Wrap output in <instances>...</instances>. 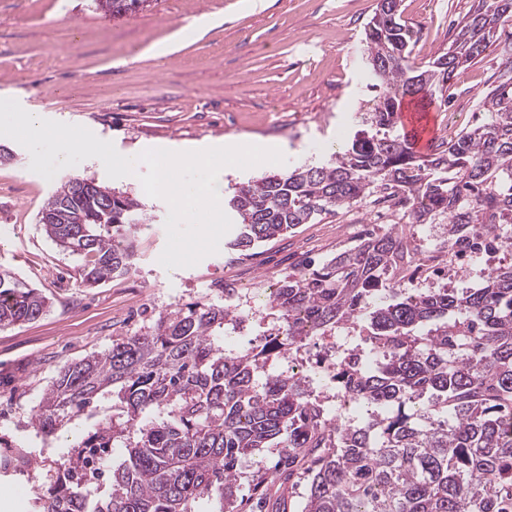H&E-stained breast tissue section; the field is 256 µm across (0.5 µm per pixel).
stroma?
<instances>
[{"label":"stroma","mask_w":512,"mask_h":512,"mask_svg":"<svg viewBox=\"0 0 512 512\" xmlns=\"http://www.w3.org/2000/svg\"><path fill=\"white\" fill-rule=\"evenodd\" d=\"M239 0H153L121 18L96 10L92 0H0V98L17 95L34 110L91 130L115 149H160L235 137L286 144L281 164L224 170V196L262 176L326 162L343 151L360 117L375 104L366 64L365 24L378 0H265L250 12ZM473 0H402V22L411 31V61L423 67L448 49L449 32ZM212 14L220 25L188 37L194 18ZM180 39L176 53L158 59L150 48ZM494 45L464 71L444 105L432 107L436 131L448 116L467 112L468 125L483 116L479 95L496 84L502 57ZM0 273L8 272L48 299L30 323L0 327V443L34 444L29 426L37 406L65 365L107 350L113 341L152 331L170 312L216 302L215 284L238 278L232 306L251 314L235 346L258 345L270 325L269 291L306 262L322 265L344 237L340 212L322 215L240 254L220 246L191 267L165 269L167 202L146 194L138 176L113 179L89 158L47 180L29 168L28 151L0 136ZM128 193L142 205L141 224L126 228L138 261L130 273L91 287L84 256L60 249L37 214L70 178ZM111 414L104 399L87 408L53 439V451L35 462L36 476L0 474V512H31L40 485L53 482L77 454L80 437ZM278 449L242 457L237 496L251 512L264 488L261 465Z\"/></svg>","instance_id":"35a3bbf8"}]
</instances>
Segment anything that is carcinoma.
Returning <instances> with one entry per match:
<instances>
[{
	"mask_svg": "<svg viewBox=\"0 0 512 512\" xmlns=\"http://www.w3.org/2000/svg\"><path fill=\"white\" fill-rule=\"evenodd\" d=\"M144 2L96 0L114 18ZM400 3L379 0L365 27L372 87L380 89L365 119L371 130L333 160L239 186L229 204L241 227L229 249L291 233L380 186L408 193L417 224L446 214L463 226L477 219L474 202L512 219V52L484 99L483 123L441 141L426 158L397 129L406 99L448 101L451 83L499 39L512 0H473L448 51L421 70L409 64ZM108 197L110 215L102 207ZM140 221L136 199L96 183L80 188L75 178L38 217L57 246L88 258L84 280L96 285L136 265L135 242L119 232ZM398 255V237L373 234L319 270L289 275L267 303L284 329L280 343L226 353L224 329L240 313L198 303L63 367L32 428L47 440L115 387L124 422L100 423L78 447L101 466L123 437L126 457L101 496L90 498L93 475L76 465L34 499L32 512H239V458L264 448L285 449L262 470L264 487H281L304 469L305 512H512V264L483 272L479 286L461 293L391 289L361 327L378 362L355 348L336 359L339 385L380 409L366 422L331 423L309 404L303 376L258 380L284 347L359 319ZM46 307L35 289L0 273V327L31 322ZM31 458L1 455L0 471L23 474Z\"/></svg>",
	"mask_w": 512,
	"mask_h": 512,
	"instance_id": "obj_1",
	"label": "carcinoma"
}]
</instances>
